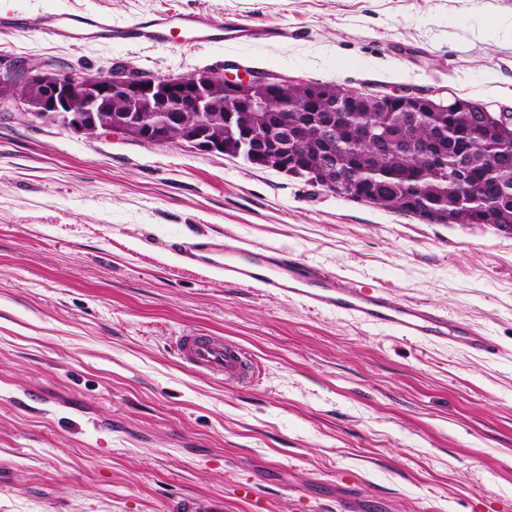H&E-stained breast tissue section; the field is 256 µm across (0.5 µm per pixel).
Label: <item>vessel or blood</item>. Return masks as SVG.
<instances>
[{"mask_svg":"<svg viewBox=\"0 0 512 512\" xmlns=\"http://www.w3.org/2000/svg\"><path fill=\"white\" fill-rule=\"evenodd\" d=\"M34 29L61 43L79 40L113 44L177 45L233 42L255 45L280 41L288 33L281 27L233 20L218 21L198 13L163 11L131 23L116 24L107 15L94 12L43 13L19 20L0 15V32ZM184 263H204L225 282L257 286L309 307L348 314L370 325H387L404 336L445 340L478 354H493L499 347L483 329L449 320L429 305L399 302L377 287L347 285L339 274L307 264L287 251L259 247L235 238L214 237L205 241H177L172 245ZM177 355L184 365L214 378L246 385L251 361L243 347L207 334L177 337Z\"/></svg>","mask_w":512,"mask_h":512,"instance_id":"1","label":"vessel or blood"}]
</instances>
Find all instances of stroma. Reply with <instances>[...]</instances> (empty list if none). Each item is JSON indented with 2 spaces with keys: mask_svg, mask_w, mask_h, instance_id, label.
I'll return each instance as SVG.
<instances>
[{
  "mask_svg": "<svg viewBox=\"0 0 512 512\" xmlns=\"http://www.w3.org/2000/svg\"><path fill=\"white\" fill-rule=\"evenodd\" d=\"M273 24L263 47L64 44L0 55L160 77L225 65L512 109V0H0V13ZM231 234L485 329L497 356L225 283L172 252ZM241 345L238 388L174 337ZM512 512V235L429 224L221 153L0 110V512Z\"/></svg>",
  "mask_w": 512,
  "mask_h": 512,
  "instance_id": "35a3bbf8",
  "label": "stroma"
}]
</instances>
